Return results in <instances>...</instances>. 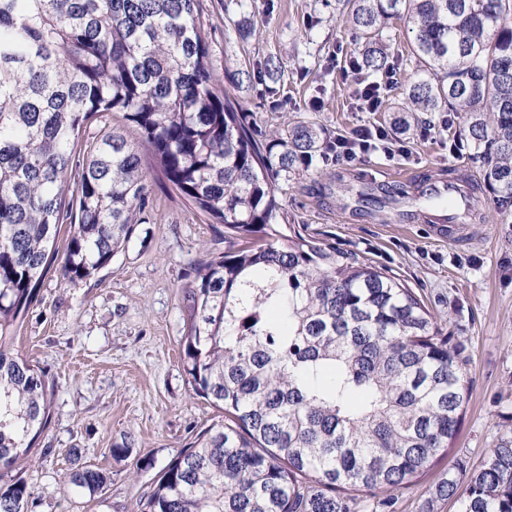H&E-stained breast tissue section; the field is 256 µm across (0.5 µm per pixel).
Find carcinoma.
<instances>
[{
  "label": "carcinoma",
  "mask_w": 512,
  "mask_h": 512,
  "mask_svg": "<svg viewBox=\"0 0 512 512\" xmlns=\"http://www.w3.org/2000/svg\"><path fill=\"white\" fill-rule=\"evenodd\" d=\"M362 40L356 70L403 60L384 31L407 20L420 75L394 129L446 112L483 184L455 170L476 218L478 192L512 208V0H338ZM204 0H0V468L29 457L49 402L41 371L15 352L17 321L55 262L77 285L125 250L148 202V145L169 184L228 230L220 256L185 289L182 362L195 395L224 410L162 469L143 512H359L366 492L401 490L448 450L469 382L459 344L401 279L356 254L276 223L279 180L309 170L336 139L310 121L264 135L224 93L209 62ZM118 114L80 157V131ZM401 219L448 199L404 185L372 188ZM67 232L63 259L57 239ZM71 482L94 496L89 467ZM512 512V440L475 469L434 485L420 512ZM27 481L0 487V512H33Z\"/></svg>",
  "instance_id": "obj_1"
}]
</instances>
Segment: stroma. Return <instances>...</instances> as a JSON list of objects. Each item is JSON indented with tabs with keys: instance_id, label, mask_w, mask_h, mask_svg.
<instances>
[{
	"instance_id": "stroma-1",
	"label": "stroma",
	"mask_w": 512,
	"mask_h": 512,
	"mask_svg": "<svg viewBox=\"0 0 512 512\" xmlns=\"http://www.w3.org/2000/svg\"><path fill=\"white\" fill-rule=\"evenodd\" d=\"M211 15L210 65L257 129L314 121L333 137L355 139L382 129L354 160L315 159L310 171L281 182L285 224L391 270L435 313L461 345L471 391L447 454L397 491L395 512H419L430 488L457 463L476 467L512 438V211L483 190L480 223L456 231L428 214L385 222L359 210L365 186L401 182L440 185L449 170L480 179L481 170L455 143L462 123L445 113L393 131L392 103L414 71L405 61L373 112L360 111L350 61L359 54L336 0H205ZM281 78L262 75L267 58ZM395 148L387 156L385 147ZM125 252L93 278L69 287L49 272L19 331L18 350L44 374L51 418L33 459L0 469V484L25 478L34 512H140L162 469L222 410L194 396L182 360L184 288L200 257L223 253L224 228L209 223L161 174ZM128 449L114 457L111 447ZM80 466L103 472V492L89 496L69 481Z\"/></svg>"
}]
</instances>
